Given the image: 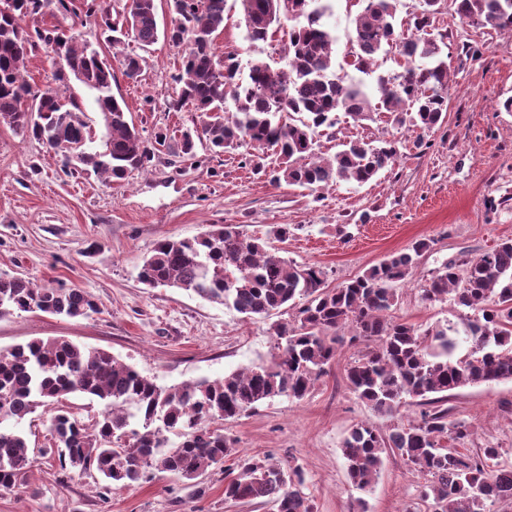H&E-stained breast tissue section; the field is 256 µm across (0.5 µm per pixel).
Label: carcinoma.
Masks as SVG:
<instances>
[{"instance_id":"carcinoma-1","label":"carcinoma","mask_w":512,"mask_h":512,"mask_svg":"<svg viewBox=\"0 0 512 512\" xmlns=\"http://www.w3.org/2000/svg\"><path fill=\"white\" fill-rule=\"evenodd\" d=\"M227 0H172L174 17L160 26L155 0H126L117 10L109 0H89L83 14L62 10L64 0H0V124L41 144L55 142L65 173L94 172L121 183L148 167L168 131L145 145L112 94V62L100 49L67 37L57 26L23 25L52 8L72 24L94 20L103 43L114 48L132 39L147 52L159 39L185 47L180 88L167 108L197 113L193 127L181 131L182 160L196 157L200 143L218 155L242 145L250 148L244 164L271 181L318 191L340 181L364 184L397 159L396 140L378 137L339 144L330 159L315 152L322 128H333L338 113L362 125L385 114L399 130L411 124L431 130L448 112V61L443 38L428 33L444 0L414 16L415 32L398 30L392 0H361L354 19L352 47L336 66L334 37L322 23V0H295V18L305 23L284 29L288 19L277 0H238L248 38L265 42L287 35L286 63L273 69L254 59L247 80L238 78L233 53L215 52L224 31ZM462 23L477 29L512 30V0H451ZM58 58V86L39 91L21 72L24 60L40 50ZM390 49L404 60L403 71L377 79L372 100L360 82L338 70L365 72ZM143 57L120 60L123 76L133 79ZM95 93L102 120L96 133L78 98L67 93L70 76ZM273 150L281 162L265 163ZM425 240L392 254L336 289L325 286L317 266L298 264L238 224H211L192 239L160 241L146 258L139 279L189 291L252 318H268L298 307L294 323L274 321L269 334L275 354L270 362L222 378L162 386L111 353L69 340H35L0 351V491H12L34 463L26 436L16 428L39 407L53 411L47 428L52 444L42 454L58 457L61 468L96 470L108 489L140 484L153 472H174L195 483L210 468L233 463L224 482V501L269 505L273 512H314L303 492V472L271 458L237 455L238 440L217 422L231 421L279 396L304 399L336 359L344 342L378 338L377 349L350 362V390L373 411L394 416L413 403L419 419L383 433L354 427L342 442L352 484L366 491L379 477L383 455L401 457L426 476L421 496L434 512H485L486 503L512 499V466H494L500 449L488 446L474 455L441 445L462 440L468 428L448 419L440 406L448 392L470 385L512 380V239L479 258L444 264L422 288L429 302L451 298L460 322L421 328L390 318L403 282L430 250ZM97 306L77 288H34L17 276L0 274V317L41 312L87 317ZM469 343L463 354L461 342ZM88 395L103 406L87 427L60 404Z\"/></svg>"}]
</instances>
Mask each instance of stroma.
Returning <instances> with one entry per match:
<instances>
[{"mask_svg": "<svg viewBox=\"0 0 512 512\" xmlns=\"http://www.w3.org/2000/svg\"><path fill=\"white\" fill-rule=\"evenodd\" d=\"M437 27L448 34V112L430 131H390L383 120L354 126L340 118L316 138L318 155H333L357 134H393L395 164L359 185L341 182L316 192L273 184L242 163V150L220 156L197 148L196 163H177L190 111L171 112L182 51L161 41L136 79L117 76L115 97L128 108L145 143L156 131L170 138L145 170L121 184L69 175L60 156L0 124V274L41 287L62 285L92 296L96 313L67 319L40 312L0 318V349L34 339L65 338L106 350L164 386L269 362L271 320L247 319L222 305L166 286L149 287L138 272L157 242L191 239L211 224H238L250 236L289 229L284 257L315 264L336 288L385 256L419 240L431 243L409 280L399 286L394 320L423 327L457 321L452 300L429 303L421 290L450 261L478 257L512 238V31L486 33L444 10ZM217 54L236 53L241 72L252 59L282 66L280 42H250L240 8L228 0ZM368 342L343 343L335 362L303 400L280 397L225 423L240 454L301 466L315 512H347L363 499L364 512H434L423 499L425 478L396 456L387 457L369 493L350 481L341 444L357 424L382 432L419 417L407 405L382 416L349 389L345 369ZM454 419L468 426L452 446L465 454L492 445L512 464V381L471 385L448 398ZM51 412L40 407L19 428L35 448V463L18 493L0 494V512H271L224 501V470L210 469L204 491L179 475L157 472L129 489L105 490L99 475L62 471L57 456L41 454Z\"/></svg>", "mask_w": 512, "mask_h": 512, "instance_id": "stroma-1", "label": "stroma"}]
</instances>
